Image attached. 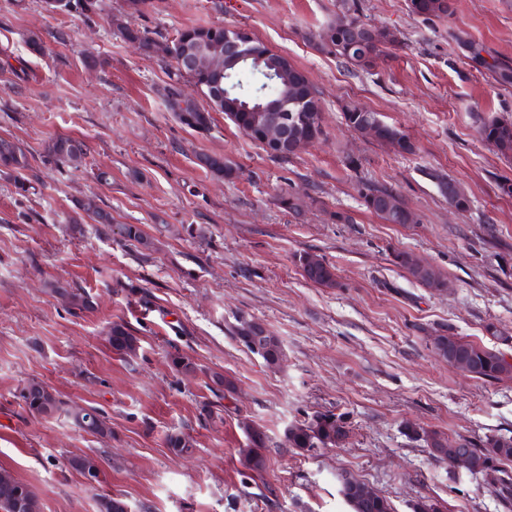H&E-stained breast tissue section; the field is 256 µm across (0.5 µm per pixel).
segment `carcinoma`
<instances>
[{
    "instance_id": "cac0c4a2",
    "label": "carcinoma",
    "mask_w": 512,
    "mask_h": 512,
    "mask_svg": "<svg viewBox=\"0 0 512 512\" xmlns=\"http://www.w3.org/2000/svg\"><path fill=\"white\" fill-rule=\"evenodd\" d=\"M412 12L427 20L447 16L453 11L452 0H411ZM368 23L362 20L357 3H344L336 22L318 34V45L327 52L355 66L370 69L377 65L384 49L396 42L395 34L380 27L365 30ZM229 30L220 25H194L176 31L174 38L181 44L192 47L206 43L214 47L224 46ZM122 35L125 39L151 46L156 52L163 51V44L149 36L146 30L127 26ZM252 58L232 70L231 86L236 95L224 103V84L217 83V74L209 71H183L179 65L172 66L170 80L178 85L183 80L192 82L204 97L207 107H201L191 99L182 97L180 91L171 89L168 100L179 122L196 131L207 132L212 123L211 112H222L230 121H235L238 112L232 103L254 104L260 100L248 89V78L254 73L266 74L270 78L267 94L288 99V109L294 115L288 132V141L273 148L270 156L285 159L298 152L297 143L314 139L323 133V112L316 90L302 70L287 57L271 50L255 37L248 45ZM346 125L359 130L366 125L374 128L371 137L399 153L414 152L410 138L394 125L381 121L373 112L356 106L344 112ZM480 138L493 146L503 157L512 159V121L492 118L482 122L478 130ZM47 154L60 165H79L86 156V146L76 138L60 135L50 140ZM0 166L19 171L29 167L27 154L14 142L0 138ZM365 207L389 224L410 223V213L392 190L384 185H368L361 189ZM118 235L124 245L148 246L142 230L136 224H122ZM399 265L421 285L439 288L442 282L427 265L403 252L396 254ZM305 278L326 288L336 285L335 268L328 262L305 252L298 256ZM56 292L68 300L70 306L86 310L91 306L87 296L59 287ZM236 338L253 354L259 356L269 368H276L282 361L283 352L276 336L262 323L253 318L240 317L233 326ZM112 348L124 354H133L138 349L139 338L122 321L112 323L109 333ZM432 347L437 355L449 364L462 366L468 373L485 381H498L512 375V363L506 355L496 349L481 346L457 336L440 334L432 338ZM22 398L33 414L46 415L58 411L64 402L50 393L39 381H31L24 387ZM76 425L82 430L99 436L111 433L106 417L96 410L80 409L73 413ZM243 432L247 447L241 449L245 467L260 471L266 466L264 449L267 436L258 427L245 425ZM349 429L345 416L330 410L316 411L307 419L290 426L285 434L288 446L303 455L320 448H335L347 438ZM412 437L422 440L432 459L448 462L454 456H466L470 461L469 472L481 478L483 488L500 504L512 509V472L500 464L512 461V437H491L483 447L460 437L453 441L438 431L412 432ZM338 481L343 499L351 512H393L390 501L365 482L348 472L339 474ZM0 512H39V504L32 489L9 474L0 476Z\"/></svg>"
}]
</instances>
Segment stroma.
<instances>
[{
	"label": "stroma",
	"instance_id": "stroma-1",
	"mask_svg": "<svg viewBox=\"0 0 512 512\" xmlns=\"http://www.w3.org/2000/svg\"><path fill=\"white\" fill-rule=\"evenodd\" d=\"M97 2L86 16L0 0V138L31 163L23 192L0 169V470L30 486L40 512H99L105 496L128 512H349L345 471L395 512H411L421 495L445 512H504L466 469L433 461L407 432L478 445L512 436V378L472 377L428 342L453 334L512 361V196L498 188L512 160L478 136L484 120L512 119V87L488 69L512 66V0H454L452 16L432 20L409 0H357L366 22L401 39L368 71L316 46L342 0H152L131 18L125 0ZM125 19L170 36L190 25L248 28L308 75L324 136L281 160L223 113L206 133L180 124L167 70L123 39L115 23ZM33 39L42 54L29 52ZM351 106L400 127L414 153L354 133L343 118ZM60 134L86 143L80 168L46 160ZM202 154L223 155L235 177L204 171ZM440 175L469 210L450 209ZM365 183L391 188L413 223L370 212ZM283 195L303 207L284 210ZM89 197L113 223L139 225L148 249L90 219L79 206ZM303 252L335 267V287L303 277ZM399 252L435 269L446 290L416 282ZM59 282L85 292L91 308L67 311L52 291ZM242 315L279 339V368L232 335ZM116 320L139 337L135 356L112 349ZM175 352L196 376L172 367ZM214 372L232 379L233 393L213 389ZM32 380L63 410L31 414L21 393ZM76 407L98 408L111 436L79 430ZM316 410L344 414L349 436L320 455L296 454L285 432ZM244 421L268 437L263 472L241 464ZM173 433L193 438L188 456L169 450ZM75 456L97 461L96 484L70 468Z\"/></svg>",
	"mask_w": 512,
	"mask_h": 512
}]
</instances>
